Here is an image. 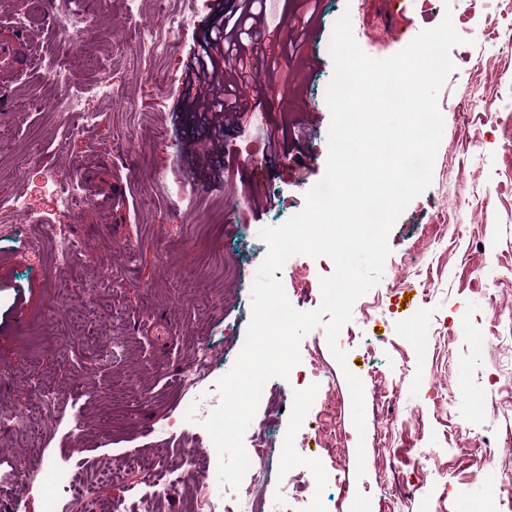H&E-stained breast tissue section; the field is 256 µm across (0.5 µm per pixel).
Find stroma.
Masks as SVG:
<instances>
[{
	"instance_id": "1",
	"label": "stroma",
	"mask_w": 512,
	"mask_h": 512,
	"mask_svg": "<svg viewBox=\"0 0 512 512\" xmlns=\"http://www.w3.org/2000/svg\"><path fill=\"white\" fill-rule=\"evenodd\" d=\"M186 0H150L142 16L122 0H101L86 15L84 0H50L53 12L84 18L88 57L76 54L50 25L27 30L35 55L74 68L78 91L107 71L124 102L94 103L70 135L56 93L42 69L20 72L10 103L0 106V205L25 196L35 216L21 232L0 237V475L17 473L42 451L45 464L72 462L84 475L107 463L120 475L97 484L98 502L123 507L145 463L169 465L181 448L208 451L211 437L193 414L180 413L176 379L200 345L236 363L251 320V287L268 247L260 232L282 226L301 211L307 192L325 175L331 113L326 93L333 74L327 49L336 17L349 13L353 35L369 56L390 57L444 17L463 37L450 52L455 65L438 93L444 125L430 187L413 199L388 235L391 253L379 282L359 298L369 317L353 314L338 346V364L324 327L299 341L300 361L288 378L270 380L287 410L282 427L298 426L303 448L279 461L264 481L265 512H380L386 472L374 456L388 434L405 478L421 486L404 495L400 512H494L495 481L479 472L476 448L500 436L498 463L512 475V0H317L316 39L290 61L297 80L264 108L261 132L244 138L248 118L225 117L223 136H205L192 116L176 120L183 85L179 75L204 28L220 25L207 0L196 21L169 37L158 57L138 39L140 19L164 28V9ZM401 30L390 36L391 26ZM123 44L127 54L111 57ZM301 128L289 157L266 162L264 133ZM67 175L86 205L73 223L82 248L70 272L55 275L47 226L55 197L44 187L46 169ZM177 178L188 208L173 219L161 177ZM243 198L234 223L209 224L207 213L224 200ZM40 263L26 256L29 241ZM117 273L113 285L100 269ZM237 277L225 281V268ZM332 261L292 257L276 271L296 310L318 307L299 297L316 289ZM492 337L486 358L471 363L468 337ZM329 379L322 400L300 382L311 368ZM390 393L378 398L372 371ZM364 389L365 429L353 424L346 374ZM482 396L484 414L471 419L468 392ZM48 393L52 412L40 410ZM26 413L30 430L9 427ZM79 418L82 429L71 433ZM341 442L320 446L324 427ZM372 462L356 477L355 458Z\"/></svg>"
}]
</instances>
